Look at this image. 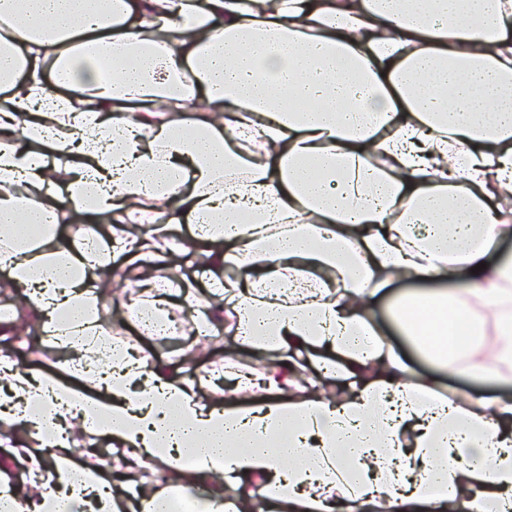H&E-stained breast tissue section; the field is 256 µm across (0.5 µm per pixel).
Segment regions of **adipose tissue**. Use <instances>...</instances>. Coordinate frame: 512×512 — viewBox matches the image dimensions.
Wrapping results in <instances>:
<instances>
[{"label": "adipose tissue", "instance_id": "adipose-tissue-1", "mask_svg": "<svg viewBox=\"0 0 512 512\" xmlns=\"http://www.w3.org/2000/svg\"><path fill=\"white\" fill-rule=\"evenodd\" d=\"M182 201L195 236L157 214ZM108 214L58 243L69 212ZM154 225L170 256L199 242L234 266L195 321L235 315L252 350L223 402L106 335L102 284ZM512 0H0V275L69 377L20 368L0 428L71 419L151 462L222 485L156 484L131 512H512V402L444 394L382 335L374 299L438 364L512 382ZM452 289H445V282ZM348 379L332 400L307 377ZM263 404L239 407L245 395ZM60 432L33 461L39 495L0 482V512H122L103 470Z\"/></svg>", "mask_w": 512, "mask_h": 512}]
</instances>
